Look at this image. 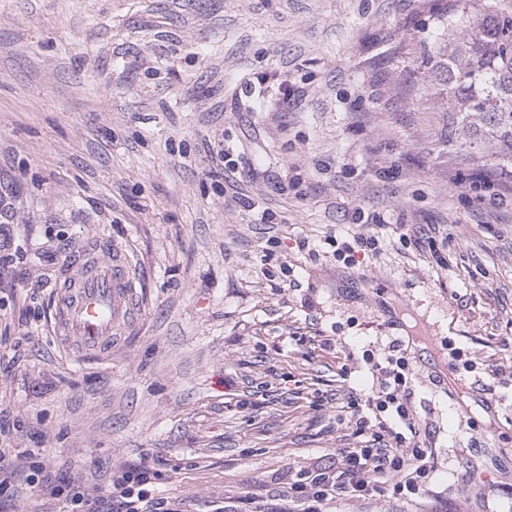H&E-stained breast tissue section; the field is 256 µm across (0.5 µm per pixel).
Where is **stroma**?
Wrapping results in <instances>:
<instances>
[{
	"instance_id": "1",
	"label": "stroma",
	"mask_w": 512,
	"mask_h": 512,
	"mask_svg": "<svg viewBox=\"0 0 512 512\" xmlns=\"http://www.w3.org/2000/svg\"><path fill=\"white\" fill-rule=\"evenodd\" d=\"M442 0H0V411L53 478L150 457L185 512H287L358 446L363 352L408 361L434 471L324 512H512V164L425 93ZM291 92L283 104V92ZM379 239L357 265L337 258ZM140 315L54 335L97 238Z\"/></svg>"
}]
</instances>
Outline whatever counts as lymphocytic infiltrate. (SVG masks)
Listing matches in <instances>:
<instances>
[{"mask_svg": "<svg viewBox=\"0 0 512 512\" xmlns=\"http://www.w3.org/2000/svg\"><path fill=\"white\" fill-rule=\"evenodd\" d=\"M365 361L377 372L379 385L365 400L369 416L355 421L361 444L338 449L335 466L297 474L290 489L303 500V512H322L323 505L336 499L371 494L384 481L391 482L397 494L409 497L419 492L432 471L430 449L405 437L406 431L415 428L406 388V359L392 357L383 364L369 353ZM5 437L0 424V492L21 473L31 491L63 499L64 512H182L181 502L159 490L161 473L155 466L143 463L121 469L113 473L105 494H93L71 482L49 479L43 462L31 460L28 451L12 447Z\"/></svg>", "mask_w": 512, "mask_h": 512, "instance_id": "obj_1", "label": "lymphocytic infiltrate"}]
</instances>
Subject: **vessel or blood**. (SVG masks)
Instances as JSON below:
<instances>
[{
	"label": "vessel or blood",
	"mask_w": 512,
	"mask_h": 512,
	"mask_svg": "<svg viewBox=\"0 0 512 512\" xmlns=\"http://www.w3.org/2000/svg\"><path fill=\"white\" fill-rule=\"evenodd\" d=\"M73 264L76 272L61 285L53 308L54 331L86 355L107 354L115 330L134 322L139 312L133 266L106 240Z\"/></svg>",
	"instance_id": "1"
}]
</instances>
